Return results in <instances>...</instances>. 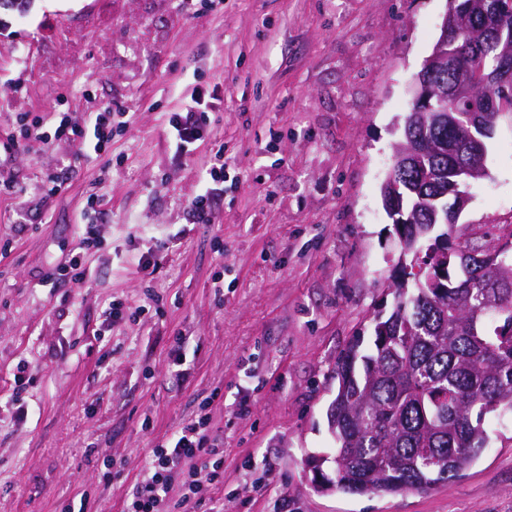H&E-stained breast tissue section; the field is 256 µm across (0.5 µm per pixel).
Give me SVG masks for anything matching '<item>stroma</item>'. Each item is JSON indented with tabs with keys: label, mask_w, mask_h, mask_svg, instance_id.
<instances>
[{
	"label": "stroma",
	"mask_w": 512,
	"mask_h": 512,
	"mask_svg": "<svg viewBox=\"0 0 512 512\" xmlns=\"http://www.w3.org/2000/svg\"><path fill=\"white\" fill-rule=\"evenodd\" d=\"M447 2L34 0L0 14V137L24 140L23 112L49 137L0 167L29 197L20 221L0 197V398L19 361L35 377L26 422L0 410V512H65L84 494L90 512H126L154 445L204 413L224 465L195 512H512V423L424 491H320L307 466L331 444L338 355L393 304L380 186ZM198 86L216 100L180 159L168 118ZM107 104L129 119L108 154L79 160L53 139V112L81 123ZM219 150L224 192L210 223H189ZM485 166L454 227L483 245L512 232V140L490 142ZM50 174L64 189L34 195ZM92 195V277L58 279ZM143 232L166 247L147 279Z\"/></svg>",
	"instance_id": "1"
}]
</instances>
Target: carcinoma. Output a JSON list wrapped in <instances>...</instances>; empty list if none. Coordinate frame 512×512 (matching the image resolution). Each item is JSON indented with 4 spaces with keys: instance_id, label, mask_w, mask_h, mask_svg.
<instances>
[{
    "instance_id": "carcinoma-1",
    "label": "carcinoma",
    "mask_w": 512,
    "mask_h": 512,
    "mask_svg": "<svg viewBox=\"0 0 512 512\" xmlns=\"http://www.w3.org/2000/svg\"><path fill=\"white\" fill-rule=\"evenodd\" d=\"M448 46L442 80L453 84L497 64L494 40L472 52L469 69ZM505 114L472 119L470 105L432 99L427 128L409 125L412 154L391 178L414 223L397 224L393 306L373 318V347L356 337L336 361L327 411L335 447L321 456L326 490L393 494L445 482L468 470L489 442L487 420H512V245L482 250L453 236L448 182L459 161L457 134L483 149L512 134V84L480 87Z\"/></svg>"
}]
</instances>
